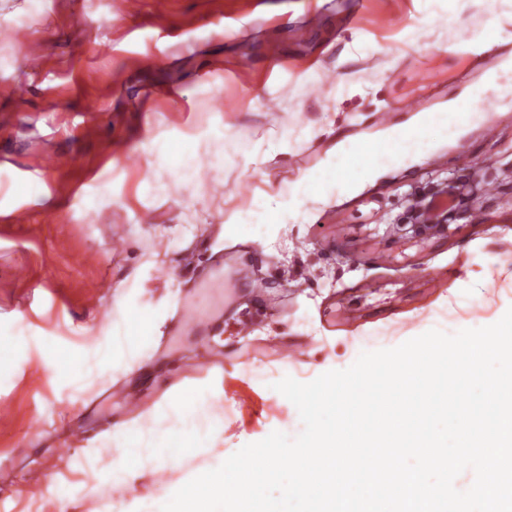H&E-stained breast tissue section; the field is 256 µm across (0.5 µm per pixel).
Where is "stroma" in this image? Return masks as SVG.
Listing matches in <instances>:
<instances>
[{"label":"stroma","instance_id":"1","mask_svg":"<svg viewBox=\"0 0 512 512\" xmlns=\"http://www.w3.org/2000/svg\"><path fill=\"white\" fill-rule=\"evenodd\" d=\"M9 14L0 39V171L49 172L48 198L32 203L27 223L0 215V332L16 318L50 341L90 349L108 323L120 286L154 261L144 299L157 303L198 292L216 264L238 295L215 322L159 336L141 367L71 392L50 382L38 354L12 363L0 380V512H110L173 477L147 474L138 490L76 488L70 455L115 423L130 419L122 394L143 388L146 407L206 379L207 357L224 363V445L241 433L263 443L269 428L291 423L292 403L275 399L245 375L275 372L293 350L300 375L346 344L384 328L411 334L448 296L464 295L483 261L505 259L495 288L512 283V95L490 98L486 118L440 130L430 146L363 184L309 204L303 224H286L264 242L223 239L233 213L321 165L337 137L382 139L390 127L372 118L392 99L417 97L422 71L437 74L431 96L459 92L485 58L448 53L422 31L426 0H0ZM278 25L269 43L267 25ZM222 114L232 130L268 139L283 127L311 128L261 163L229 156L204 167L171 197L145 194L151 176L144 144L158 125L206 126ZM496 129L487 137L486 125ZM469 155L491 191L474 204L481 221L463 218L448 235L417 244L393 239L403 197L435 177L461 176ZM126 171L107 194L112 164ZM204 205L186 211L190 194ZM102 197L99 212L84 201ZM195 249L197 264L180 257ZM95 253L99 263L83 258ZM97 290L94 308L85 297ZM309 326L300 329L299 318ZM74 484L63 501L25 486L30 468Z\"/></svg>","mask_w":512,"mask_h":512}]
</instances>
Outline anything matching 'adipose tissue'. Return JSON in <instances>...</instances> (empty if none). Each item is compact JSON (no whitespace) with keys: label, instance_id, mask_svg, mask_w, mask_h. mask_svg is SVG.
<instances>
[{"label":"adipose tissue","instance_id":"adipose-tissue-1","mask_svg":"<svg viewBox=\"0 0 512 512\" xmlns=\"http://www.w3.org/2000/svg\"><path fill=\"white\" fill-rule=\"evenodd\" d=\"M456 0H432L429 17L446 36L444 48L451 53L490 50L512 25V14L495 21L473 19L465 30H458L454 18ZM430 130L413 129L392 137L385 152L355 141H343L338 150L329 151L319 167L302 173L287 189L280 191L277 207L254 204L240 219L226 222L225 238L245 241L269 239L275 229L303 223L307 203H327L349 191L376 166L379 157L400 163L414 147L429 141ZM243 153L258 158V145L238 133L217 132L212 127L193 130L177 127L156 132L149 141L154 165L178 169L186 177L197 178L206 158L224 152ZM152 264H139L133 287L123 289L108 314L105 337L94 348L84 349L39 339L23 324H15L6 338L0 339V363L13 362L37 351L51 380L80 389L95 379L125 374L149 356L160 328L175 315L173 303L147 305L145 284L151 278ZM490 315L472 319L460 315L458 297L431 310L417 332L397 339L380 329L363 339L347 344L343 355L316 365L313 384L304 386L295 377V367L282 362L278 377L270 384L274 397L290 399L303 424L296 429L292 447L277 446L279 429L268 431L263 446L246 445L220 453L211 445L224 439V381L215 374L177 399L160 400L136 418L113 426L99 440L95 454H108L109 460L87 471L94 488L119 485L134 488L147 473L168 469L178 457H205L206 474L186 472L147 495L137 497L138 512H170L173 505L191 507L204 492L221 491L226 497L254 496L259 492L256 463L269 459L265 469L268 483L284 498L297 496L298 486L281 476V462L297 459L303 473L320 466L335 467V458L318 459L312 449L323 437L329 422L342 418L341 397L362 391L385 368L414 357H434L437 352L469 347L482 354H498V338L512 334V301L487 298ZM232 468V486L219 487L225 468Z\"/></svg>","mask_w":512,"mask_h":512}]
</instances>
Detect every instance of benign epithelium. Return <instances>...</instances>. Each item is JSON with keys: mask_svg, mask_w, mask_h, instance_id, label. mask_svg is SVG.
I'll return each instance as SVG.
<instances>
[{"mask_svg": "<svg viewBox=\"0 0 512 512\" xmlns=\"http://www.w3.org/2000/svg\"><path fill=\"white\" fill-rule=\"evenodd\" d=\"M488 191L487 183L475 176L463 181L454 177L437 181L430 193L411 200V238L425 241L446 235L449 222L465 214L470 201Z\"/></svg>", "mask_w": 512, "mask_h": 512, "instance_id": "benign-epithelium-1", "label": "benign epithelium"}]
</instances>
